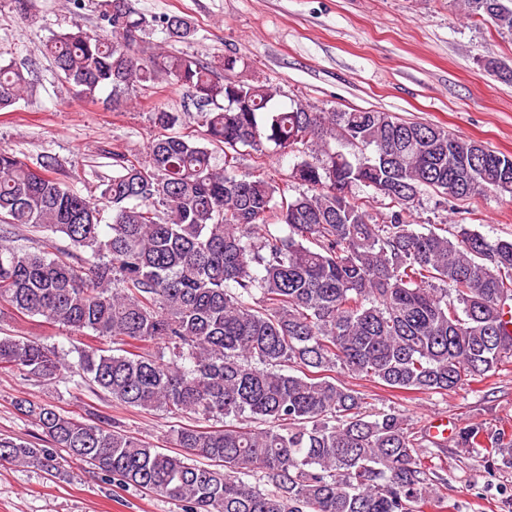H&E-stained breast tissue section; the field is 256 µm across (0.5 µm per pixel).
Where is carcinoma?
Returning <instances> with one entry per match:
<instances>
[{
	"mask_svg": "<svg viewBox=\"0 0 512 512\" xmlns=\"http://www.w3.org/2000/svg\"><path fill=\"white\" fill-rule=\"evenodd\" d=\"M463 2L467 15L512 33V0ZM154 22L170 42L195 32L184 16ZM147 27L129 0H111L97 29L77 25L44 46L80 99L108 88L118 104L172 80L201 113L203 130L185 135L179 113L155 107L162 133L145 155L112 154L100 184L107 233L102 204L52 176L55 158L34 169L0 151V223L60 233L87 254L73 262L48 238L23 249L1 234L0 305L130 349L89 346L70 362L36 339L0 336V368L39 383L83 381L130 408L222 420L175 431L179 447L212 465L24 398L16 409L48 447L0 434V466L53 472L60 448L184 512H422L439 495L407 419L366 414L362 393L336 374L446 396L512 357V239L466 224L418 233L410 221L423 190L452 208L512 195V154L388 112L278 107L276 89L231 76L235 56L221 79L197 58L140 49ZM34 88L32 71L0 66V110ZM336 140L360 156L332 149ZM272 151L297 157L284 178L262 170ZM245 154L255 156L250 171L239 166ZM295 184L306 190L292 194ZM362 186L387 201L385 217L356 195ZM156 341L169 358L144 348ZM482 434L471 424L459 439L483 448Z\"/></svg>",
	"mask_w": 512,
	"mask_h": 512,
	"instance_id": "cac0c4a2",
	"label": "carcinoma"
}]
</instances>
